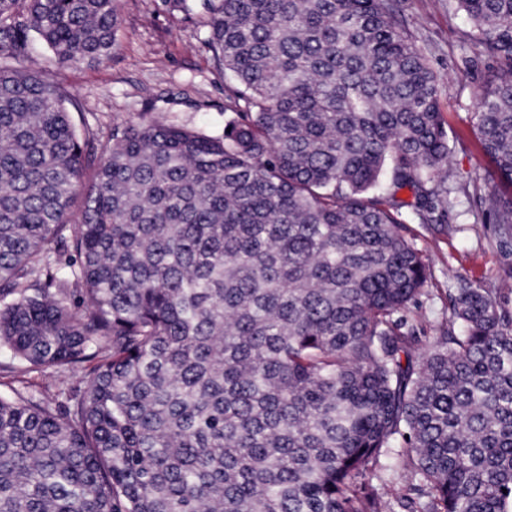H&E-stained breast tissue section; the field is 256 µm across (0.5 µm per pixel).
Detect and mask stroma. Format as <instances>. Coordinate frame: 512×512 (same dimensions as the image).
Masks as SVG:
<instances>
[{
	"label": "stroma",
	"instance_id": "stroma-1",
	"mask_svg": "<svg viewBox=\"0 0 512 512\" xmlns=\"http://www.w3.org/2000/svg\"><path fill=\"white\" fill-rule=\"evenodd\" d=\"M416 45L439 77L440 108L448 130V236L432 234L408 221V237L428 263L431 276L416 304L404 315L430 345L459 280L492 289L499 309L512 317V246L501 247L498 226L486 201L492 167L475 138L479 100L489 78V60L478 46L463 41V12L448 0H400ZM208 14L172 9L165 0H122L116 49L101 65H59L36 47L37 68L66 85L80 108L73 118L79 132L108 145L112 128L156 117L166 123L219 137L224 132V75L206 45ZM90 364L58 379L28 372L0 350V395L31 392L60 399L62 389H86Z\"/></svg>",
	"mask_w": 512,
	"mask_h": 512
}]
</instances>
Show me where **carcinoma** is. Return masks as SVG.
<instances>
[{
	"label": "carcinoma",
	"mask_w": 512,
	"mask_h": 512,
	"mask_svg": "<svg viewBox=\"0 0 512 512\" xmlns=\"http://www.w3.org/2000/svg\"><path fill=\"white\" fill-rule=\"evenodd\" d=\"M453 2L512 186V0ZM120 3L0 0V348L92 364L66 407L0 396V512H392L390 453L406 512H512V319L465 281L429 348L399 315L430 276L401 209L448 235L450 147L398 0H206L226 132L151 118L100 148L28 63L110 60ZM487 197L507 244L512 192ZM382 465L385 468L382 471L383 480L387 483L388 487L382 486L380 481L374 479L372 483L377 488H380L379 492L384 493L388 488H391L399 495L407 493V478L404 475L401 464L397 460L386 458L382 460Z\"/></svg>",
	"instance_id": "carcinoma-1"
}]
</instances>
